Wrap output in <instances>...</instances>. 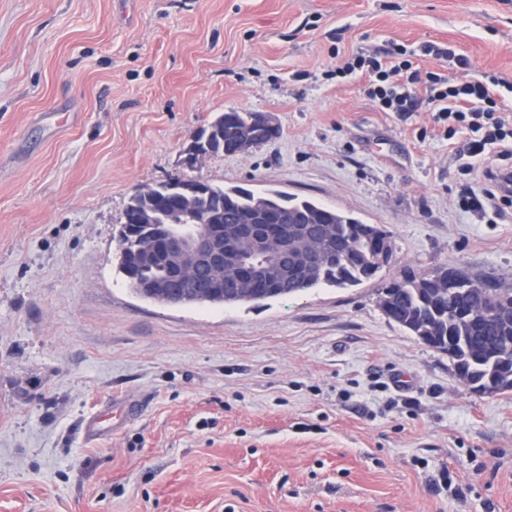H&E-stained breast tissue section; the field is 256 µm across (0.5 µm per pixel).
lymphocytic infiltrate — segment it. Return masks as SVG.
<instances>
[{
  "label": "lymphocytic infiltrate",
  "mask_w": 512,
  "mask_h": 512,
  "mask_svg": "<svg viewBox=\"0 0 512 512\" xmlns=\"http://www.w3.org/2000/svg\"><path fill=\"white\" fill-rule=\"evenodd\" d=\"M454 58L461 69L470 62L453 50L435 42L414 49L362 52L337 65L335 77L360 76L366 80V93L385 112L405 113L418 108L430 112L433 119L446 122V139L466 132L457 147L464 158V171L481 183L480 192H468L461 200L466 211L484 215L486 209L505 214L512 207V114H500L496 98L498 88L512 93V82L490 77L489 80L451 79L432 71H423L422 58ZM421 85L424 95H411L414 85Z\"/></svg>",
  "instance_id": "obj_1"
}]
</instances>
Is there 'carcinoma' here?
<instances>
[{"label": "carcinoma", "mask_w": 512, "mask_h": 512, "mask_svg": "<svg viewBox=\"0 0 512 512\" xmlns=\"http://www.w3.org/2000/svg\"><path fill=\"white\" fill-rule=\"evenodd\" d=\"M257 113L232 112L219 115L199 135L208 139L206 153L222 155L232 149L231 142L253 135L258 146L278 136V133L255 134ZM182 193L175 186L163 183L151 192H136L129 200L125 214L146 217L138 226V238L127 235L117 239V251L123 255L119 269L143 283L167 279L171 270L164 264H139L134 251L151 246L147 227L160 223L156 213L178 202ZM195 213L214 210L221 214L224 231L232 233L239 218L260 207L291 212L313 224L325 226V238L302 240V249H327L335 257L318 265L310 276L296 287L273 288L261 292L237 280V273L224 270V276L206 275L209 287L218 289L211 302L214 305L258 303L276 297H288L327 284L336 287L354 286L373 277L382 264L374 262L376 250L390 242L389 232L364 224L340 212L306 199L279 192L255 193L242 187H230L205 182L204 193L191 199ZM279 243L274 241L260 250L249 244L240 247V255L254 262H267L276 256ZM473 278L463 279L459 288L450 291L448 283L424 274L404 273L393 278L381 289L378 305L384 315L401 328L416 336L423 344L448 355L454 374L467 379L471 391L478 393L491 383L499 393L512 391V316L501 312L512 310V288H502L491 278L482 279L484 288L467 289ZM486 310L483 317L470 316L471 309Z\"/></svg>", "instance_id": "carcinoma-1"}]
</instances>
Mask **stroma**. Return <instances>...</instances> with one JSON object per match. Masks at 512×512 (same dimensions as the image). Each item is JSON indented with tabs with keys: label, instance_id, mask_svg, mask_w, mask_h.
<instances>
[{
	"label": "stroma",
	"instance_id": "obj_1",
	"mask_svg": "<svg viewBox=\"0 0 512 512\" xmlns=\"http://www.w3.org/2000/svg\"><path fill=\"white\" fill-rule=\"evenodd\" d=\"M423 41L512 81V0H0V512H512V392H472L378 306L405 266L512 288V218L460 207L430 113L328 77ZM229 110L281 133L185 168ZM193 177L378 225L393 258L287 299H141L124 210Z\"/></svg>",
	"mask_w": 512,
	"mask_h": 512
}]
</instances>
